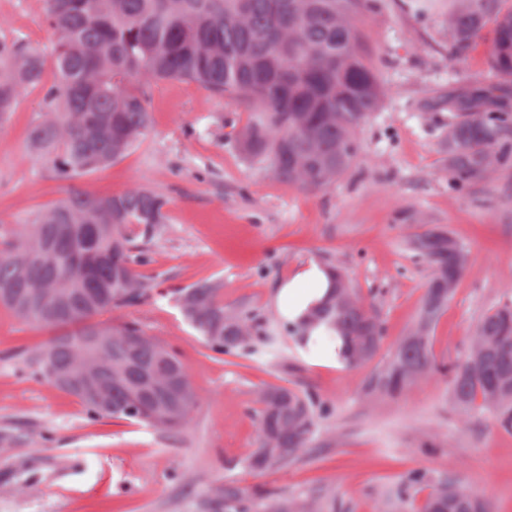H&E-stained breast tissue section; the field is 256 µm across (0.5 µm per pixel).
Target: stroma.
I'll return each instance as SVG.
<instances>
[{
	"label": "stroma",
	"mask_w": 512,
	"mask_h": 512,
	"mask_svg": "<svg viewBox=\"0 0 512 512\" xmlns=\"http://www.w3.org/2000/svg\"><path fill=\"white\" fill-rule=\"evenodd\" d=\"M359 19L367 50L389 94L358 134L350 170L331 186L305 191L246 161L235 133L247 114L194 82L147 87L146 141L106 169L68 181L27 148L43 113L40 90L25 92L0 127V228L78 188L98 197L131 187L168 201V222L147 243L140 304L114 310L175 351L200 401L189 424L162 432L123 418L91 416L75 397L28 368L54 330L26 323L0 305V512H210L224 485L298 501L327 491L336 512H420L428 490L411 471L450 477L512 512V433L492 414L455 406L446 376L394 398L365 386L419 318L430 276L410 248L440 226L469 260L430 333L437 360L462 357L491 308L512 302V162L463 183L446 167L448 97L499 84L512 113V82L488 63L492 34L462 57L448 49V26L416 15L412 0H374ZM20 37L51 54L55 36L43 0H0V40ZM310 262L343 269L383 324L376 357L357 368L315 365L311 350L284 335L272 290ZM223 284L226 305L267 317L283 336L276 352L219 354L182 317L172 295L198 281ZM295 387L316 398L309 448L282 470L253 472L258 393Z\"/></svg>",
	"instance_id": "stroma-1"
}]
</instances>
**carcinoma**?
I'll list each match as a JSON object with an SVG mask.
<instances>
[{
    "label": "carcinoma",
    "mask_w": 512,
    "mask_h": 512,
    "mask_svg": "<svg viewBox=\"0 0 512 512\" xmlns=\"http://www.w3.org/2000/svg\"><path fill=\"white\" fill-rule=\"evenodd\" d=\"M56 36L55 78L46 59L22 40L0 41V124L28 88L44 90L46 112L28 132L30 151L61 179L101 170L143 143L151 128L145 87L185 80L234 101L247 112L235 140L243 157L279 180L309 191L342 176L357 154V134L388 95L363 45L356 18L368 0H44ZM449 51L464 53L492 27L489 65L512 80V6L506 0H441ZM487 85L448 97V170L481 178L512 155V113ZM167 199L133 187L112 197L76 188L25 224L0 232V303L20 319L58 334L29 367L73 395L94 416L144 423L164 432L186 426L199 403L187 368L133 322L101 316L146 299L135 266L147 263L127 227L145 240L167 223ZM412 247L432 274L419 324L430 328L459 282L466 251L447 231L429 228ZM211 281L180 288L185 319L219 353L272 348L267 320L224 305ZM322 327L343 342L353 368L372 360L383 337L374 306L364 305L342 271L329 268L324 296L288 329L304 347ZM448 375L452 398L465 410L489 411L512 431V304L489 310L464 358L437 362L430 344L403 339L370 378L366 393L395 397L436 373ZM257 448L248 467L274 471L309 447L316 427L314 397L294 388L261 392ZM429 488L421 512H489L485 500L424 470L408 476ZM218 512H310L271 493L234 486L213 501Z\"/></svg>",
    "instance_id": "1"
}]
</instances>
